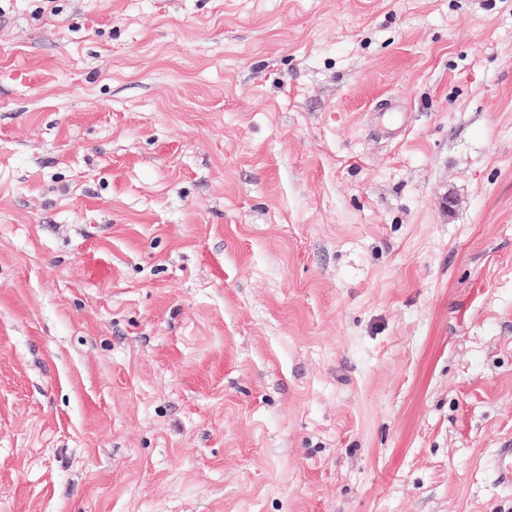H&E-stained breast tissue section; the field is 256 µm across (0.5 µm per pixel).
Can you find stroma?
Wrapping results in <instances>:
<instances>
[{
	"label": "stroma",
	"mask_w": 512,
	"mask_h": 512,
	"mask_svg": "<svg viewBox=\"0 0 512 512\" xmlns=\"http://www.w3.org/2000/svg\"><path fill=\"white\" fill-rule=\"evenodd\" d=\"M508 443L512 0H0V512H512Z\"/></svg>",
	"instance_id": "stroma-1"
}]
</instances>
